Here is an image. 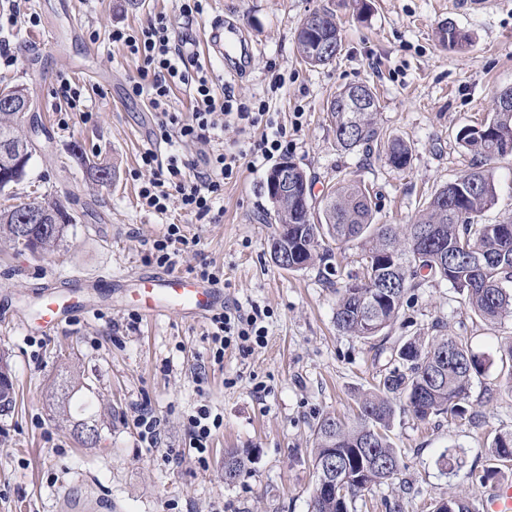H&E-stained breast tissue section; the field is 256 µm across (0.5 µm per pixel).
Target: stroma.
<instances>
[{
	"mask_svg": "<svg viewBox=\"0 0 512 512\" xmlns=\"http://www.w3.org/2000/svg\"><path fill=\"white\" fill-rule=\"evenodd\" d=\"M358 14L353 0H207L193 26L201 38L213 21L237 25L246 36L236 74L216 64L208 75L215 90L230 89L268 101L286 125L287 158L310 177L313 200L340 180L369 187L379 224H408L442 186L465 174L473 157L457 135L480 124L496 92L512 87V0H487L477 11L454 0H368ZM178 0H27L39 25L18 22L0 29L16 64L0 71V85L23 86L39 120L36 150L25 179L0 193V206L52 198L73 213L63 245L34 256L0 242V291L25 294L54 278L109 273L119 277L155 270L147 255L168 224L183 225L186 249L177 271L202 263L222 267L226 302L269 309L265 346L244 352L232 346L213 363L209 320L177 317L154 322L133 318L123 290L106 307L63 333L32 337L19 309L0 325V352L8 353L16 405L0 419V512H61L72 487L111 499L112 512H309L315 483L313 432L322 418L353 419L361 393L395 365L400 340L431 341L453 336L488 362L474 379L467 414L444 413L418 421L397 410L390 438L401 470L387 483L364 492L355 512H432L451 495L466 496L473 512H485L494 487L512 486V462L495 464L490 444L512 431V393L501 379V355L512 319L491 324L470 310L447 282L431 279L407 294L399 319L386 337L363 340L339 332L336 295L330 280L346 282L363 273L359 242L333 245L315 266L287 271L269 253L272 205L265 169L241 167L224 182L212 221L197 222L179 210L143 209L132 174L144 149L155 146L152 116L129 97L138 64L110 44L109 31L138 29L166 13L182 34ZM329 8L340 24L341 46L331 64L307 67L295 45L304 19ZM468 32L461 52L439 38L447 24ZM98 32L91 41L90 32ZM53 46H45V34ZM83 89V109L60 126L57 95L61 78ZM367 83L377 93V123L389 138L411 149L406 169L391 167L382 149L343 152L327 104L336 90ZM115 165L114 181H96L82 158ZM497 198L479 218L494 224L512 217V156L492 160ZM123 322L114 332L111 322ZM83 372L82 396L95 412L111 407L94 448L80 446L53 413L51 387L70 371ZM266 390L255 393L257 383ZM148 403L161 420L159 447L141 443L134 407ZM219 414L205 459L189 446L185 417L200 404ZM458 452L453 470L438 458ZM248 451L251 461L233 483L224 481L227 450Z\"/></svg>",
	"mask_w": 512,
	"mask_h": 512,
	"instance_id": "obj_1",
	"label": "stroma"
}]
</instances>
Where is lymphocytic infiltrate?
Returning a JSON list of instances; mask_svg holds the SVG:
<instances>
[{"mask_svg":"<svg viewBox=\"0 0 512 512\" xmlns=\"http://www.w3.org/2000/svg\"><path fill=\"white\" fill-rule=\"evenodd\" d=\"M110 42L126 48L128 54L141 60L145 75L133 81L129 92L147 100L155 115L156 137L167 147L166 157L153 150L140 155V166L150 176L139 189L143 206L166 213L171 202H178L185 215L196 220L209 217L224 191L226 179L236 174L242 159H249L251 167L265 166L288 151L286 126L277 121L265 103L250 106L236 99L232 91L216 93L198 60L186 57L176 42L168 17L157 13L136 31L112 29ZM188 88L192 93V118L182 121L172 109L174 88ZM235 115L239 132L259 130L258 139L247 148L224 152L212 148L221 116ZM197 143L208 146L201 163L183 161V144ZM267 309L253 305L236 304L210 317L211 358L214 363L224 359V348L237 343L244 350L262 345L266 338L264 322Z\"/></svg>","mask_w":512,"mask_h":512,"instance_id":"lymphocytic-infiltrate-1","label":"lymphocytic infiltrate"}]
</instances>
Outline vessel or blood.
<instances>
[{
	"label": "vessel or blood",
	"mask_w": 512,
	"mask_h": 512,
	"mask_svg": "<svg viewBox=\"0 0 512 512\" xmlns=\"http://www.w3.org/2000/svg\"><path fill=\"white\" fill-rule=\"evenodd\" d=\"M242 38L236 27L215 24L204 38L208 58L226 60ZM63 286L70 293V300L42 296L36 322L24 326L27 333H56L100 310L102 304L94 296L111 292L113 278L108 273L91 277L73 275ZM124 288L128 307L150 321L163 317L197 321L224 306L222 288L174 271H137L125 280Z\"/></svg>",
	"instance_id": "1"
}]
</instances>
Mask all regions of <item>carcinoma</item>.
I'll return each instance as SVG.
<instances>
[{"label":"carcinoma","mask_w":512,"mask_h":512,"mask_svg":"<svg viewBox=\"0 0 512 512\" xmlns=\"http://www.w3.org/2000/svg\"><path fill=\"white\" fill-rule=\"evenodd\" d=\"M314 25H301L295 37L302 60L321 66V50L340 44L336 16L327 8L313 12ZM440 40L448 49L463 50L469 35L453 24L441 28ZM366 111L346 112L336 107V92L327 108L335 127L338 145L347 151L361 149L368 154L382 142L377 125L380 104L370 85ZM501 97H494L490 116L477 126L465 127L457 139L473 155L472 167L455 181L437 190L415 223H374L370 191L357 181H343L321 200V214L314 217L312 205L304 199L309 186L307 173L295 176L294 190L280 205L277 227L270 238V251L288 252L289 264L303 269L329 257L326 242L358 241L365 251L363 277L336 289L337 329L349 336L370 339L391 327L399 316L406 294L420 288L429 278L448 282L474 313L490 323L512 318V220L481 224L477 217L495 201L496 188L487 162L512 155V111L502 112ZM21 138V119L16 112L0 111V141ZM387 162L395 169L410 163V149L402 139H389L384 145ZM44 206L59 212L62 223L49 234L41 225L30 227L27 248L48 253L64 240L72 217L53 202ZM19 206L0 209V239L20 245L16 239ZM448 345V366L441 367L434 346ZM398 365L391 369L372 391L362 395L359 413L349 423L332 416L323 418L314 431L312 466L316 478L328 458L346 470L345 493L337 495L315 482L310 497L311 512H351L358 494L394 478L401 469L399 454L388 435L396 413V399L405 400L412 415L424 421L431 415L454 412L465 414L462 403L469 398L475 377L485 370V362L454 337L435 338L425 343L408 338L395 347ZM81 378H70L57 395V416L69 424L81 445L94 448L99 438H87L86 431L99 430L95 416L74 417L73 397L81 391ZM12 370L8 358L0 355V416L11 412ZM494 458L512 462V432L497 434L491 444ZM250 461L249 452L232 450L228 462L238 477ZM434 512H472L469 502L450 496L438 502Z\"/></svg>","instance_id":"1"}]
</instances>
